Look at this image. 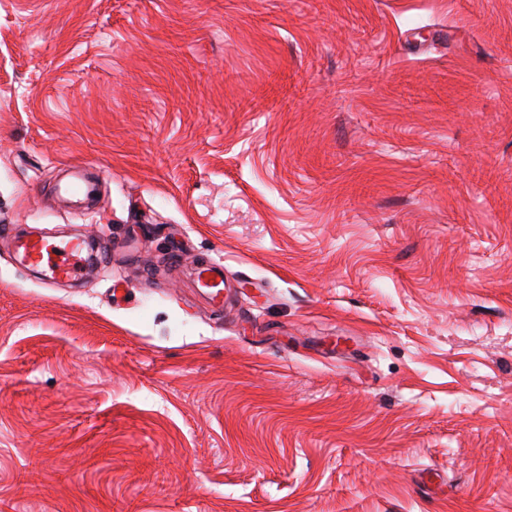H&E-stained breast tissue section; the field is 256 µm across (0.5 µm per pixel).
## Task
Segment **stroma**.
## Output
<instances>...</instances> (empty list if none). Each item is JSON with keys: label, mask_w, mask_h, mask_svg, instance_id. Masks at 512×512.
<instances>
[{"label": "stroma", "mask_w": 512, "mask_h": 512, "mask_svg": "<svg viewBox=\"0 0 512 512\" xmlns=\"http://www.w3.org/2000/svg\"><path fill=\"white\" fill-rule=\"evenodd\" d=\"M2 224L0 512H512V0H0ZM27 264L36 268H47L52 281L74 280L84 269L82 241L70 240L64 246L50 243L46 239H27L19 242Z\"/></svg>", "instance_id": "35a3bbf8"}]
</instances>
